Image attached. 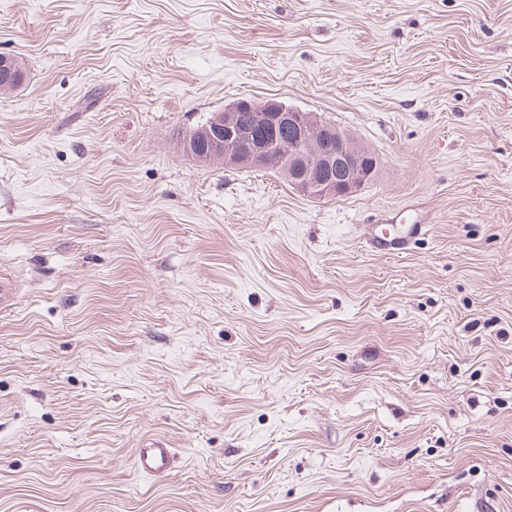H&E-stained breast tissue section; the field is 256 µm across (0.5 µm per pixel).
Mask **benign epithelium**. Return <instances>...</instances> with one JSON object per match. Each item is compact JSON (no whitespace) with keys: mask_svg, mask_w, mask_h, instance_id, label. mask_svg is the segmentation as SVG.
Returning <instances> with one entry per match:
<instances>
[{"mask_svg":"<svg viewBox=\"0 0 512 512\" xmlns=\"http://www.w3.org/2000/svg\"><path fill=\"white\" fill-rule=\"evenodd\" d=\"M22 71L12 58L0 55V91L18 86ZM252 113L244 123L239 113ZM288 127L293 130V145L285 150L277 144L273 133ZM249 145V157L234 151L235 145ZM194 158L222 161L224 166H248L271 160L275 168L288 174V184L301 194L314 199L335 198L355 192L371 177L358 147L344 138L330 139L324 125L305 117L283 103L236 101L214 113L211 120L196 130L194 138L184 144Z\"/></svg>","mask_w":512,"mask_h":512,"instance_id":"7a95c632","label":"benign epithelium"}]
</instances>
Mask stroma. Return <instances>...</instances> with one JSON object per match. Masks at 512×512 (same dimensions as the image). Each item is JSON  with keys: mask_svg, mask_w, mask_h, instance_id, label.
Here are the masks:
<instances>
[{"mask_svg": "<svg viewBox=\"0 0 512 512\" xmlns=\"http://www.w3.org/2000/svg\"><path fill=\"white\" fill-rule=\"evenodd\" d=\"M0 54V512H512V0H0ZM240 98L373 178L187 156ZM15 57V56H14ZM19 67L25 72L24 62L15 57ZM22 71L12 62L11 56L0 55V91L10 90L18 86L23 78ZM426 223V218L420 216L414 224H392L391 231L379 230L375 225L366 224L364 228L366 246L375 253L403 254L426 234L429 226ZM172 462V453L169 448H138L136 449L135 463L137 468L150 475H157L167 471Z\"/></svg>", "mask_w": 512, "mask_h": 512, "instance_id": "1", "label": "stroma"}]
</instances>
